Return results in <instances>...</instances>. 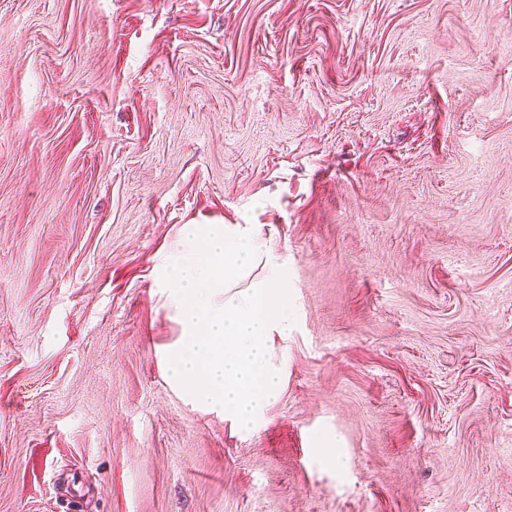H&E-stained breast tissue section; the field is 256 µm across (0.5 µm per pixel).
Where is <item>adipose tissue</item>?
Masks as SVG:
<instances>
[{
  "instance_id": "ef3b65f1",
  "label": "adipose tissue",
  "mask_w": 512,
  "mask_h": 512,
  "mask_svg": "<svg viewBox=\"0 0 512 512\" xmlns=\"http://www.w3.org/2000/svg\"><path fill=\"white\" fill-rule=\"evenodd\" d=\"M154 275L180 329L162 350L168 384L251 435L283 390L295 324L269 237L258 224H184Z\"/></svg>"
}]
</instances>
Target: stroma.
<instances>
[{"label":"stroma","mask_w":512,"mask_h":512,"mask_svg":"<svg viewBox=\"0 0 512 512\" xmlns=\"http://www.w3.org/2000/svg\"><path fill=\"white\" fill-rule=\"evenodd\" d=\"M220 222L296 319L246 438L157 355ZM0 512H512V0H0Z\"/></svg>","instance_id":"35a3bbf8"}]
</instances>
